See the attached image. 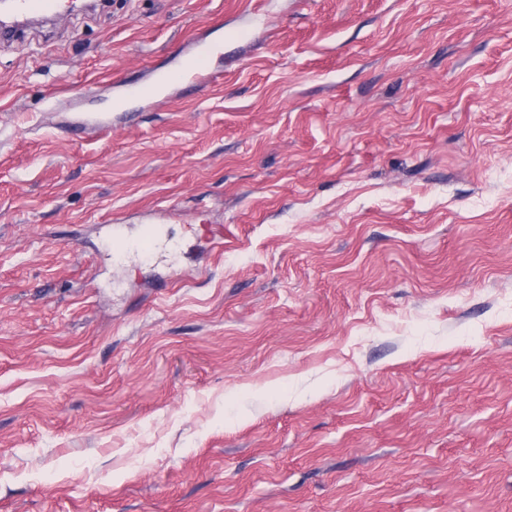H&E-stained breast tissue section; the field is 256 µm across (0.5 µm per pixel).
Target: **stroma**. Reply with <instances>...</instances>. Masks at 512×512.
<instances>
[{"label": "stroma", "mask_w": 512, "mask_h": 512, "mask_svg": "<svg viewBox=\"0 0 512 512\" xmlns=\"http://www.w3.org/2000/svg\"><path fill=\"white\" fill-rule=\"evenodd\" d=\"M200 37L223 86L38 127ZM133 208L179 252L113 258ZM0 512H512V0H92L0 44ZM44 121L55 124L58 121L74 128L81 138L97 139L103 136L113 125L111 112H45Z\"/></svg>", "instance_id": "1"}]
</instances>
